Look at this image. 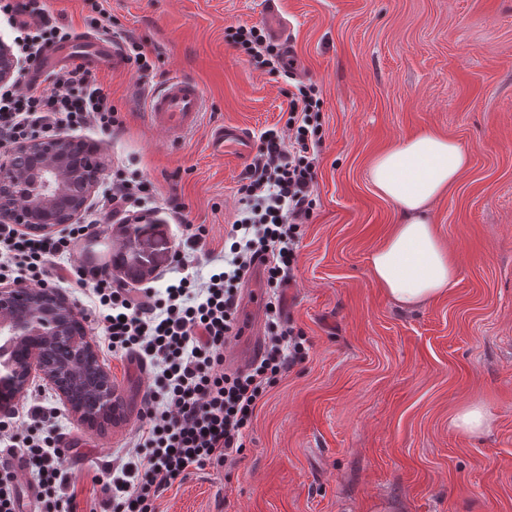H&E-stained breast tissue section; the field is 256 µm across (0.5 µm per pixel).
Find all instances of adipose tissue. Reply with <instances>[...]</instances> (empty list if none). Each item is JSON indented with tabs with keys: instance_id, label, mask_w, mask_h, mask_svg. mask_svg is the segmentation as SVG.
<instances>
[{
	"instance_id": "1",
	"label": "adipose tissue",
	"mask_w": 512,
	"mask_h": 512,
	"mask_svg": "<svg viewBox=\"0 0 512 512\" xmlns=\"http://www.w3.org/2000/svg\"><path fill=\"white\" fill-rule=\"evenodd\" d=\"M456 140L417 133L378 154L369 177L400 219L368 259L370 273L400 306L417 307L443 296L457 283V265L442 245L428 211L470 165Z\"/></svg>"
}]
</instances>
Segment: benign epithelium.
<instances>
[{"mask_svg": "<svg viewBox=\"0 0 512 512\" xmlns=\"http://www.w3.org/2000/svg\"><path fill=\"white\" fill-rule=\"evenodd\" d=\"M23 64L0 40V84L22 72ZM96 152L74 138L35 134L0 152V223L15 224L31 233L48 235L71 224L86 209L103 166ZM79 322L75 307L53 288L0 286V411L23 396L38 373L56 389L77 419L93 427L112 417L118 395L108 372L100 365L93 345L73 331ZM26 348L25 359L15 356ZM58 350L68 356L53 360ZM98 372L91 405L71 398L87 369Z\"/></svg>", "mask_w": 512, "mask_h": 512, "instance_id": "7a95c632", "label": "benign epithelium"}]
</instances>
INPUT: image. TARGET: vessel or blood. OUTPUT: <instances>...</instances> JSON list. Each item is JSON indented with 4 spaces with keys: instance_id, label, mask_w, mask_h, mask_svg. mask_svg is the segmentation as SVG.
<instances>
[{
    "instance_id": "vessel-or-blood-1",
    "label": "vessel or blood",
    "mask_w": 512,
    "mask_h": 512,
    "mask_svg": "<svg viewBox=\"0 0 512 512\" xmlns=\"http://www.w3.org/2000/svg\"><path fill=\"white\" fill-rule=\"evenodd\" d=\"M266 18L271 37L287 43V30L277 8V0H266ZM45 64L52 67L80 65L90 70L125 67V53L106 37L71 38L52 44L44 52ZM206 109L201 87L180 75H172L147 97V115L154 125L162 128L170 143L177 144L197 128ZM209 149L214 156L247 159L252 150L245 129L234 123L215 128L210 136Z\"/></svg>"
}]
</instances>
